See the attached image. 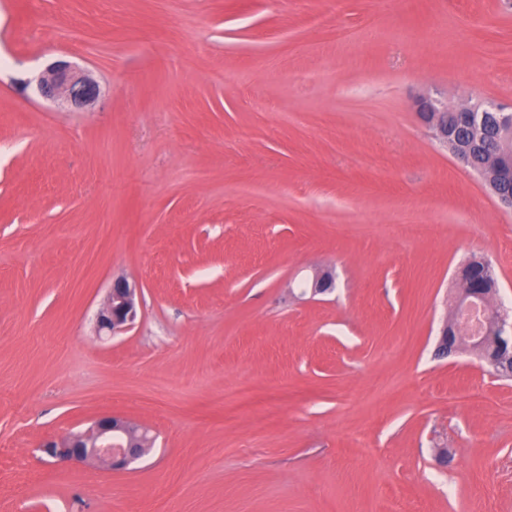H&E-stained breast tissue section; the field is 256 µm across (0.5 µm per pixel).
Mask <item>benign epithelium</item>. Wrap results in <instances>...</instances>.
<instances>
[{
  "label": "benign epithelium",
  "instance_id": "7a95c632",
  "mask_svg": "<svg viewBox=\"0 0 512 512\" xmlns=\"http://www.w3.org/2000/svg\"><path fill=\"white\" fill-rule=\"evenodd\" d=\"M39 93L52 99H63L71 107L81 109L93 102L99 93L95 80L83 71L67 62L49 65L36 79ZM413 106L431 130L432 136L443 146L457 141L448 135V114L468 112L471 114L469 130L479 138L484 133V113L494 114L498 133H508L503 142L506 154H497L489 162L476 169L488 183L493 194L504 206L512 209V193L502 191V181L506 173H512V113L504 112L503 107L495 103L483 106L465 104L448 109L445 104L430 96H419ZM489 266L480 264L477 259L462 265L455 276L463 286L457 296L456 308L467 309L477 300L486 298L487 281L492 278ZM136 288L124 279L113 282L107 300L97 316L98 328L117 333L124 330L136 318ZM464 342L478 352L479 359L492 368L496 357L486 355L487 347L493 345L498 355L512 358V331L505 328L504 320L493 313L488 315L482 336L471 338L463 334L458 321H451L441 330L438 354L447 356L456 352ZM153 442L148 431L117 417L106 416L95 421L94 425L83 433L69 437L63 443L49 441L41 447L46 456L64 461H84L90 458L106 460L116 469H122L140 459L147 447Z\"/></svg>",
  "mask_w": 512,
  "mask_h": 512
}]
</instances>
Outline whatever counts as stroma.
<instances>
[{"mask_svg":"<svg viewBox=\"0 0 512 512\" xmlns=\"http://www.w3.org/2000/svg\"><path fill=\"white\" fill-rule=\"evenodd\" d=\"M421 94L512 107V0H0V512H512V380L435 354L512 209ZM112 415L129 469L41 453ZM36 85L43 97L66 100L75 109L84 108L99 93L95 80L67 62L49 65L36 79ZM480 263L481 260L471 259L469 263L462 265L458 269L455 280L464 288L458 293L457 309H467L476 300L485 299L491 290L487 291L483 288H495L493 284L489 286L486 284L493 277L488 272L489 266L486 263L480 266ZM136 288L124 279L113 282L107 300L97 316L100 330H108L114 335L124 330L136 318Z\"/></svg>","mask_w":512,"mask_h":512,"instance_id":"stroma-1","label":"stroma"}]
</instances>
